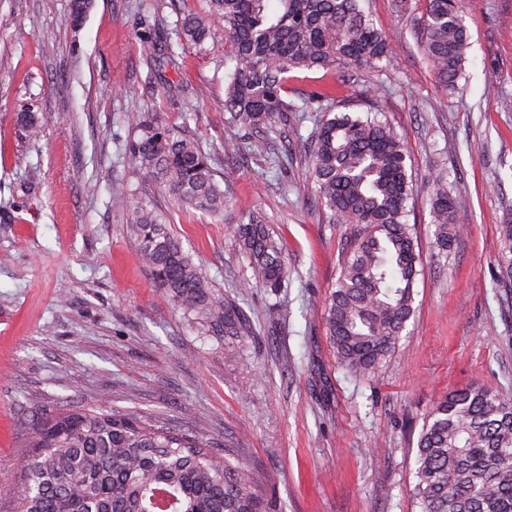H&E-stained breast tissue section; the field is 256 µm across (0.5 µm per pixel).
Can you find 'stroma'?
<instances>
[{
  "instance_id": "1",
  "label": "stroma",
  "mask_w": 512,
  "mask_h": 512,
  "mask_svg": "<svg viewBox=\"0 0 512 512\" xmlns=\"http://www.w3.org/2000/svg\"><path fill=\"white\" fill-rule=\"evenodd\" d=\"M393 67L296 71L292 100L332 87L400 133L414 180L409 224L421 254L414 313L374 373L340 364L326 332L347 227L330 224L301 163L286 168L223 142L222 29L186 48L174 82L150 75L141 44L206 0H0V512H10L25 438L41 418L107 400L205 436L252 467L267 512H418L417 441L432 408L482 385L512 392V306L499 296L500 226L512 214V0H465L471 48L457 90L436 83L393 0H363ZM161 110L214 152L232 217L266 214L288 284L247 287L228 223L160 201L183 248L233 304L244 334L208 332L153 280L109 187L128 181L133 115ZM37 113L40 133L17 124ZM444 170L466 231L439 257L429 180Z\"/></svg>"
}]
</instances>
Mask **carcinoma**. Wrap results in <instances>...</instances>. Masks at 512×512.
Segmentation results:
<instances>
[{
    "instance_id": "carcinoma-1",
    "label": "carcinoma",
    "mask_w": 512,
    "mask_h": 512,
    "mask_svg": "<svg viewBox=\"0 0 512 512\" xmlns=\"http://www.w3.org/2000/svg\"><path fill=\"white\" fill-rule=\"evenodd\" d=\"M209 10L181 18L179 44L200 46L224 29L235 60L227 74V122L250 135L254 153L288 154V115L312 109L323 118L303 158L329 224L349 226L339 276L331 291L326 329L341 364L373 373L398 345L413 313L420 255L407 221L413 195L409 159L398 132L378 113L338 110L315 92L303 104L285 97L295 70L336 71L344 65H391L385 35L361 0H208ZM417 46L443 90L456 89L470 36L463 0H426L416 19ZM164 28L143 41L151 69L178 67L172 45L158 55ZM126 160L172 195L182 208L224 220L230 200L201 142L168 126L161 113L135 120ZM434 247L448 257L463 232L456 201L442 172L431 174ZM112 203L126 213L154 280L178 306L205 325L236 336L244 330L234 309L185 252L168 213L149 193L117 186ZM251 279L272 292L284 286L283 243L266 217L251 212L233 227ZM498 285L512 295V224L500 225ZM29 453L12 512H265L252 472L231 455L220 457L199 435L158 419L100 405L41 418L28 435ZM413 496L419 512H512V393L474 386L439 402L417 444Z\"/></svg>"
}]
</instances>
